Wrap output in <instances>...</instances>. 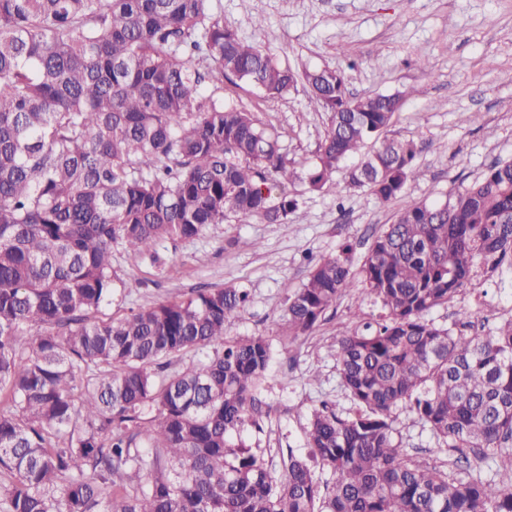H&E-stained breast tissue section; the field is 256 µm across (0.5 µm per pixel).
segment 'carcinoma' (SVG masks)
<instances>
[{"mask_svg":"<svg viewBox=\"0 0 512 512\" xmlns=\"http://www.w3.org/2000/svg\"><path fill=\"white\" fill-rule=\"evenodd\" d=\"M300 77L329 114L309 166L217 96L235 78L278 98ZM402 105L351 94L335 69L298 75L211 0H0V512H512V485L480 475L498 458L512 471V319L478 333L469 310L427 319L476 268L512 269V161L404 208L358 272L345 245L289 294L291 337L358 283L381 313L337 332L356 411L321 402L310 460L279 476L242 439L269 417L272 358L266 337L227 333L246 289L103 313L128 287L115 244L156 263L163 243L232 216L286 223L295 186L339 172V193L397 198L418 176L416 145L386 135ZM399 408L458 453L453 472L395 443Z\"/></svg>","mask_w":512,"mask_h":512,"instance_id":"carcinoma-1","label":"carcinoma"}]
</instances>
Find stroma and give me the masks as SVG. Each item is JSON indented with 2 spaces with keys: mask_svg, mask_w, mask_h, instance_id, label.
<instances>
[{
  "mask_svg": "<svg viewBox=\"0 0 512 512\" xmlns=\"http://www.w3.org/2000/svg\"><path fill=\"white\" fill-rule=\"evenodd\" d=\"M215 16L239 38L260 45L280 62L303 71L345 73L350 92L396 93L404 104L388 133L413 141L419 176L404 194L381 202L366 190L299 189L300 217L268 224L229 218L191 240L168 241L153 266L116 245L112 268L135 288L115 298L126 313L199 288L234 285L250 303L229 327L233 336H263L272 348L263 397L271 409L246 442L276 472L289 455L305 454L309 411L327 401L337 412L355 406L341 385L336 328L356 313L359 322L379 308L353 288L307 335L285 334L286 287L305 282L311 262L351 245L361 263L374 237L397 212L424 198L444 197L490 165L512 160V0H212ZM430 69H421L420 60ZM225 103L251 112L280 135L284 153L313 161L328 125L304 85L269 99L245 83H225ZM479 312L488 324L512 316V271L482 275L430 318L450 326L458 312ZM394 438L409 454L449 465L429 428L408 412L395 415Z\"/></svg>",
  "mask_w": 512,
  "mask_h": 512,
  "instance_id": "35a3bbf8",
  "label": "stroma"
}]
</instances>
